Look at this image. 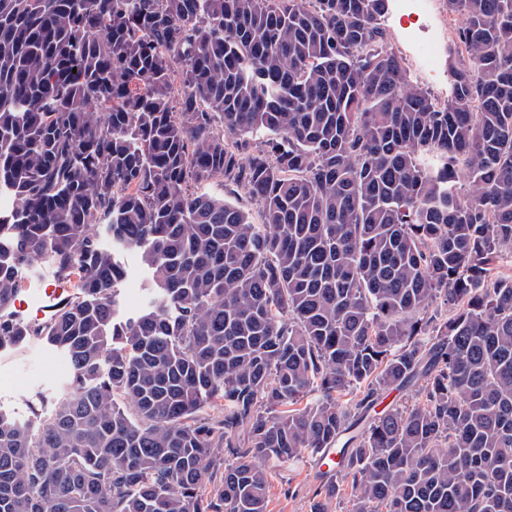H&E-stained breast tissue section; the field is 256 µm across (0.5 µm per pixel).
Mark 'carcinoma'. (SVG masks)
Returning a JSON list of instances; mask_svg holds the SVG:
<instances>
[{
    "label": "carcinoma",
    "mask_w": 512,
    "mask_h": 512,
    "mask_svg": "<svg viewBox=\"0 0 512 512\" xmlns=\"http://www.w3.org/2000/svg\"><path fill=\"white\" fill-rule=\"evenodd\" d=\"M446 5L439 104L391 0H0V353L63 366L0 408V512H267L324 448L311 512H512V0ZM36 259L74 293L31 323ZM392 11L393 6L389 14L385 16L383 22L387 32V46L402 56L405 61V65L410 71L411 75L416 77L425 86V88L428 89V91L436 100H446L449 95V58L451 52H453L455 49V30L461 23V17L456 14H448L446 22L443 20L435 22L436 26L441 31H446L448 29V22L450 21L448 40L446 39L442 45L439 57V65L436 73L435 68L438 61L439 43L437 41L427 43L431 35V32L427 27H423L417 30V42L419 44L427 43L417 47L420 66L423 70L428 71L430 74L435 73L432 77L426 78L422 76L420 66L415 62L414 55L408 51V49L405 47L404 40L400 38V29L393 20ZM121 262L127 270V276L120 288V304L124 311L134 312L145 304L149 274L133 252L122 254ZM61 372L56 354L43 343L31 342L0 355V406L20 419L31 409H43Z\"/></svg>",
    "instance_id": "carcinoma-1"
}]
</instances>
